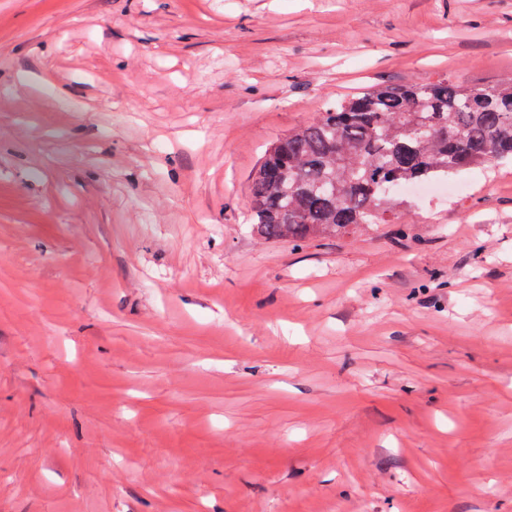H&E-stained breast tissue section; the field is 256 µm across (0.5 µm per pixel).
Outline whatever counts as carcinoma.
<instances>
[{
	"label": "carcinoma",
	"instance_id": "obj_1",
	"mask_svg": "<svg viewBox=\"0 0 512 512\" xmlns=\"http://www.w3.org/2000/svg\"><path fill=\"white\" fill-rule=\"evenodd\" d=\"M506 161L512 78L386 84L328 104L272 145L251 177L250 221L297 246L354 236L402 215L406 186Z\"/></svg>",
	"mask_w": 512,
	"mask_h": 512
}]
</instances>
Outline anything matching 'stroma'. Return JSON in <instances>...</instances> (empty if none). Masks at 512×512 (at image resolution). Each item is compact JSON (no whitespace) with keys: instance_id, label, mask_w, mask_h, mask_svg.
<instances>
[{"instance_id":"1","label":"stroma","mask_w":512,"mask_h":512,"mask_svg":"<svg viewBox=\"0 0 512 512\" xmlns=\"http://www.w3.org/2000/svg\"><path fill=\"white\" fill-rule=\"evenodd\" d=\"M512 77V0H0V512H512V164L294 246L328 102Z\"/></svg>"}]
</instances>
